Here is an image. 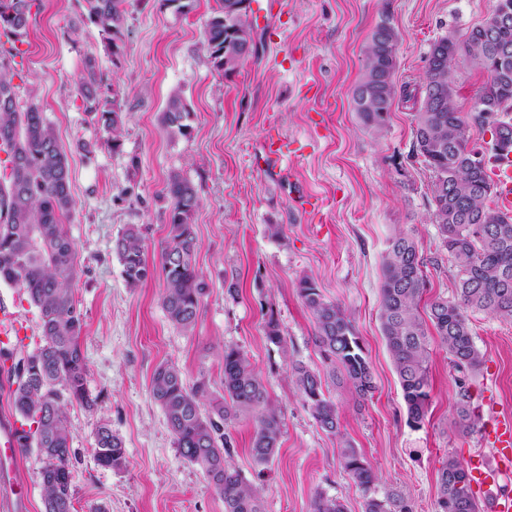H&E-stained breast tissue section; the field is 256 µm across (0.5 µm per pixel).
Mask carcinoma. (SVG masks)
<instances>
[{
	"instance_id": "1",
	"label": "carcinoma",
	"mask_w": 512,
	"mask_h": 512,
	"mask_svg": "<svg viewBox=\"0 0 512 512\" xmlns=\"http://www.w3.org/2000/svg\"><path fill=\"white\" fill-rule=\"evenodd\" d=\"M35 0H0V31L18 37L27 33ZM496 0L484 22L462 35L451 30L435 40L426 54L422 83L403 95L414 100L415 143L418 156L434 175L432 193L436 225L442 246L457 268L450 299L438 298L423 319L419 308L425 288L424 261L414 239L402 232L389 240L382 262L381 331L391 355L407 408V424L422 427L430 404L426 364L431 322L447 348L455 378L456 423L468 433L478 429L471 407L468 376L481 363L470 326V314L483 312L512 320V214L487 205L493 193L488 167L480 165V150L469 146L467 122L456 106L453 67L465 57L477 64L486 80L474 99L471 118L492 128L496 157L512 153V120L501 114L512 110V16L505 19ZM90 21L108 45L121 18L123 0H84ZM249 0H220L205 22L204 45L217 68L233 70L252 52L248 20ZM397 33L383 19L366 48L365 73L353 90L356 111L364 124L383 129L396 95L393 74ZM11 59L0 50V143L9 148V164L0 176V283L24 290L38 309L41 344L9 368L16 388L11 396L16 413L25 421L20 448H35L45 459L40 473L44 512H73L70 433L66 407L74 403L92 409L97 404L87 388V365L81 348L84 315L72 292L80 272L77 249L63 218L74 207L70 165L53 128L36 105L20 108ZM102 77L96 62L86 60V75L77 91L84 111L100 114L117 127L118 112L102 110ZM191 112L178 91L162 113L167 134L187 136ZM166 236L158 261L144 253L142 227L129 224L112 245L122 277L136 288L155 275L164 282L162 306L169 322L189 331L196 325L208 284L196 269L193 256L198 239L192 217L200 205L195 186L178 173L164 189ZM299 294L316 324L315 344L326 373L300 361L289 364L297 390L316 424L328 434L339 433V411L327 395L328 377L341 376L361 398L376 389L364 344L346 310L328 301L316 283L303 278ZM266 339L285 343L274 316L266 322ZM152 397L164 413L180 455L198 466L224 500V512H265L255 483L230 463L232 448L227 426L243 415L254 419L251 457L256 478L266 477L277 455L282 435L280 412L271 405L267 389L236 348H224V396L207 398L203 381L189 387L173 363L158 364L152 376ZM98 465L120 469L126 456L123 442L108 427L96 433ZM344 470L353 479L363 512H415L409 495L397 488L377 489L378 476L364 455L350 444L340 449ZM311 512H346L337 497L318 493ZM435 512H481L466 469L450 454L437 476Z\"/></svg>"
}]
</instances>
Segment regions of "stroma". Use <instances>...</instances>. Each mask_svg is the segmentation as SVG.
<instances>
[{
  "label": "stroma",
  "mask_w": 512,
  "mask_h": 512,
  "mask_svg": "<svg viewBox=\"0 0 512 512\" xmlns=\"http://www.w3.org/2000/svg\"><path fill=\"white\" fill-rule=\"evenodd\" d=\"M495 0H284L269 24L250 16L254 50L234 71L218 70L203 46L218 0H126L114 47L86 16L83 0H36L15 58L21 105L44 112L66 151L74 208L65 224L82 270L74 295L84 314L81 339L94 409L66 408L72 435L74 512H224L203 471L184 460L151 394L160 362L179 366L187 385L206 380L224 393L223 351L239 348L281 413L280 449L260 488L265 512H310L316 493L362 512L339 450L352 443L380 489H403L415 512H434L437 473L447 454L466 461L493 453L483 433L454 423L455 376L447 349L431 336V401L421 428L406 406L380 325L381 266L390 238L415 237L425 260L423 302L453 294L457 273L432 222V173L414 156L416 108L395 96L383 131L366 126L352 101L365 48L382 18L397 36L396 86L420 84L430 44L450 29L480 25ZM93 57L102 95L119 107L111 132L83 110L76 93ZM181 90L189 136L170 139L161 123L169 94ZM291 141L287 162L269 163L265 144ZM96 140L84 155L77 144ZM178 173L196 187V266L208 292L194 329L167 319L162 277L128 287L112 243L126 225H145L144 252L156 260L166 236L162 190ZM278 224L283 238L269 235ZM311 278L350 315L368 353L376 390L362 400L342 382L329 390L340 412L337 435L321 430L292 381L289 363H323L314 318L298 294ZM275 318L284 347L266 340ZM482 363L471 377L481 426L512 415V322L471 316ZM109 425L126 449L122 469L100 467L95 435ZM36 449L20 452L16 476L26 512H43Z\"/></svg>",
  "instance_id": "1"
}]
</instances>
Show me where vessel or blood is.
<instances>
[{
	"label": "vessel or blood",
	"instance_id": "b4317fda",
	"mask_svg": "<svg viewBox=\"0 0 512 512\" xmlns=\"http://www.w3.org/2000/svg\"><path fill=\"white\" fill-rule=\"evenodd\" d=\"M498 194L502 204L512 209V156L503 157L498 163L496 177ZM25 330L18 322L12 305L0 299V353L13 349L16 340L24 336ZM21 428L15 422H0V465L14 461L18 456ZM495 456L482 462L468 464V476L472 483L490 491V512H512V496L496 493L495 486L502 470L512 467V418L497 417L492 429Z\"/></svg>",
	"mask_w": 512,
	"mask_h": 512
}]
</instances>
